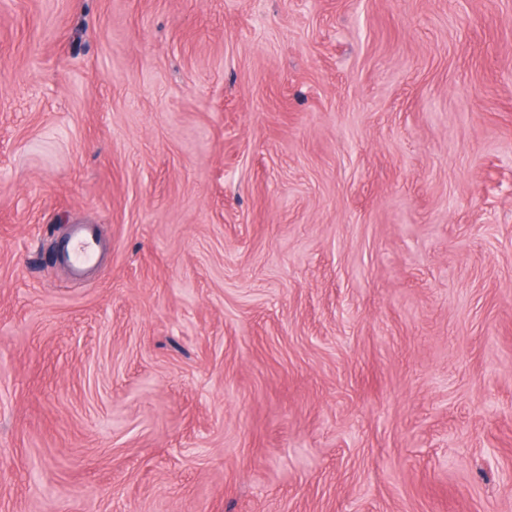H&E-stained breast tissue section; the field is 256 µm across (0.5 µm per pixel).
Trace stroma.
I'll return each mask as SVG.
<instances>
[{
  "instance_id": "1",
  "label": "stroma",
  "mask_w": 512,
  "mask_h": 512,
  "mask_svg": "<svg viewBox=\"0 0 512 512\" xmlns=\"http://www.w3.org/2000/svg\"><path fill=\"white\" fill-rule=\"evenodd\" d=\"M509 51L512 0H0V512H512ZM98 257V245L91 229L85 225H76L72 232L70 247L66 259L75 275L82 276L94 266Z\"/></svg>"
}]
</instances>
